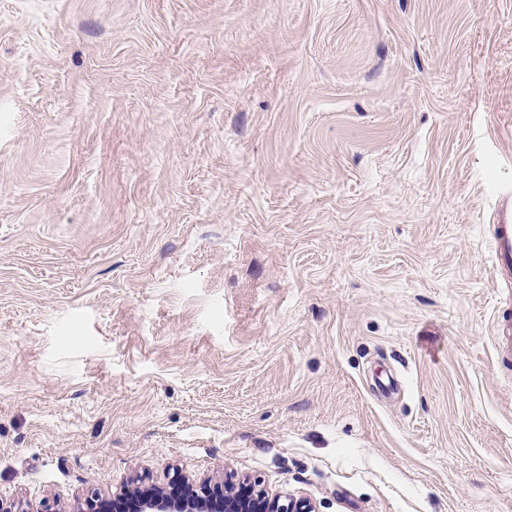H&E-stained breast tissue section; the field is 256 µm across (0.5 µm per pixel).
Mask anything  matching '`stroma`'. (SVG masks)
Instances as JSON below:
<instances>
[{
	"label": "stroma",
	"instance_id": "35a3bbf8",
	"mask_svg": "<svg viewBox=\"0 0 512 512\" xmlns=\"http://www.w3.org/2000/svg\"><path fill=\"white\" fill-rule=\"evenodd\" d=\"M505 187L512 0H0V499L512 512ZM495 211V235L492 241L494 272L501 279H512V192L501 191ZM493 338L497 353L512 357V321L507 318L497 321ZM241 485L248 486L253 490L254 494L260 499H264L267 505L264 509H256L253 502L248 501L245 498H233L225 496L224 499V511L225 512H314L315 510L311 504L306 500H294V499H281L278 495H269L268 492L262 490H255L249 484H245L243 481ZM222 508L220 510H223ZM208 490H191L189 494L171 498L164 494L146 495L140 503V512H211L218 504L211 500Z\"/></svg>",
	"mask_w": 512,
	"mask_h": 512
}]
</instances>
